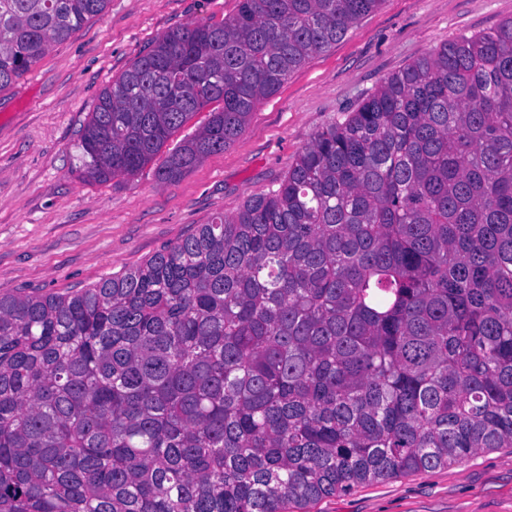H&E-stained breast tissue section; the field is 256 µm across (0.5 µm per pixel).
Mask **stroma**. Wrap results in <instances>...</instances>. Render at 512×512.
Segmentation results:
<instances>
[{
	"label": "stroma",
	"mask_w": 512,
	"mask_h": 512,
	"mask_svg": "<svg viewBox=\"0 0 512 512\" xmlns=\"http://www.w3.org/2000/svg\"><path fill=\"white\" fill-rule=\"evenodd\" d=\"M238 0H110L0 91V293H64L136 266L277 184L314 134L381 82L461 35L512 18V0H384L258 105L242 134L181 177L155 165L83 178L77 143L100 91L156 38L234 14ZM305 512H512V448L411 473Z\"/></svg>",
	"instance_id": "stroma-1"
}]
</instances>
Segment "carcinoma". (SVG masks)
I'll return each mask as SVG.
<instances>
[{
  "instance_id": "carcinoma-1",
  "label": "carcinoma",
  "mask_w": 512,
  "mask_h": 512,
  "mask_svg": "<svg viewBox=\"0 0 512 512\" xmlns=\"http://www.w3.org/2000/svg\"><path fill=\"white\" fill-rule=\"evenodd\" d=\"M384 0H239L98 96L79 170L224 151ZM109 0H0V90ZM512 448V19L319 130L277 187L75 292L0 295V512H288Z\"/></svg>"
}]
</instances>
